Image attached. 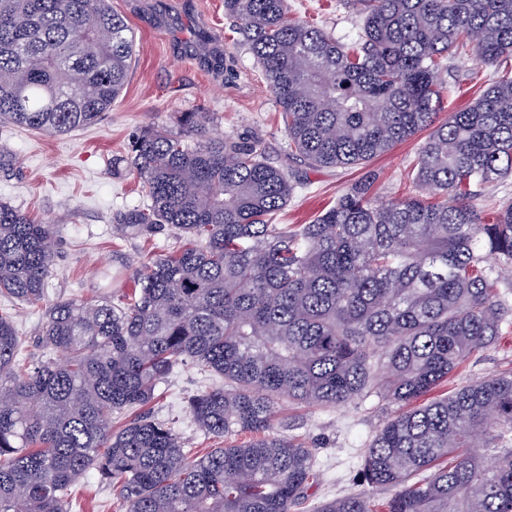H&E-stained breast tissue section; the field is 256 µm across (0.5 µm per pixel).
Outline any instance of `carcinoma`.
<instances>
[{"mask_svg":"<svg viewBox=\"0 0 512 512\" xmlns=\"http://www.w3.org/2000/svg\"><path fill=\"white\" fill-rule=\"evenodd\" d=\"M357 3L350 43L288 0H224V14L276 96L289 159L362 165L429 128L407 174L418 194L377 204L370 174L311 223L277 224L292 179L258 142L212 137L207 112L141 130L120 162L147 204L115 228L185 242L128 296L49 304L40 359L0 308V512H71L89 470L125 512H294L321 471L315 449L273 435L280 404L369 397L401 407L363 455L365 482L393 494L318 512H512V372L438 393L512 328V198L474 204L512 176V0ZM469 50L497 79L439 122L442 74ZM135 55L107 0H0V123L62 135L102 120ZM52 238L0 202V296L44 298ZM185 362L224 378L188 402L199 429L254 439L196 456L142 411Z\"/></svg>","mask_w":512,"mask_h":512,"instance_id":"obj_1","label":"carcinoma"}]
</instances>
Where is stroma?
Returning a JSON list of instances; mask_svg holds the SVG:
<instances>
[{"label": "stroma", "instance_id": "1", "mask_svg": "<svg viewBox=\"0 0 512 512\" xmlns=\"http://www.w3.org/2000/svg\"><path fill=\"white\" fill-rule=\"evenodd\" d=\"M124 15L137 42L128 83L100 123L62 136H50L0 125V155L9 161L0 169V202L11 204L32 219L53 225L56 263L47 299L91 297L108 288L131 289L137 271L152 258L172 250L177 236L163 228L146 237L124 238L112 219L143 207L146 199L135 172L112 171L141 127L173 126L182 112H207L215 135L258 140L269 157L283 156L288 139L279 122L273 90L252 54L241 44L224 15V0H109ZM293 17L313 23L336 38H356L362 16L356 0H289ZM224 60L222 71L208 68L213 57ZM495 70L473 56L448 63L442 111L466 106L491 83ZM418 140L395 147L369 163L346 168L297 167L291 200L279 214L281 224H304L332 204L352 183L374 173L371 194L387 202L408 194L407 171ZM512 370V333L470 358L448 381L465 385L485 376ZM211 381L190 364L174 368L163 379L149 406L158 419L173 422L185 448L208 452L220 439L204 435L186 409L188 398ZM393 406L368 400L322 410L283 404L276 434L293 436L315 447L322 470L298 512H317L328 500L367 493L372 501L389 497L385 488L368 486L362 478V454L371 436L393 413ZM72 512H121L111 487L93 474L73 486Z\"/></svg>", "mask_w": 512, "mask_h": 512}]
</instances>
